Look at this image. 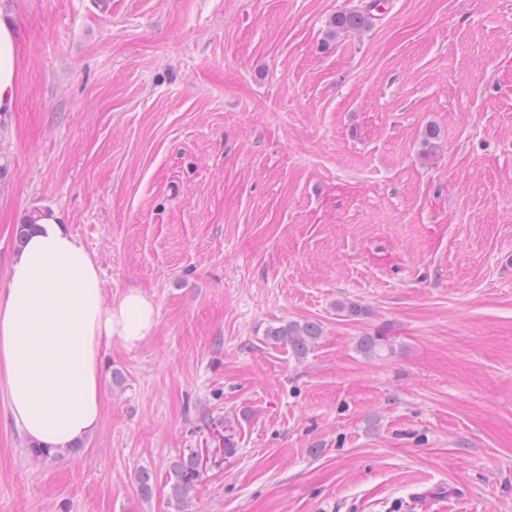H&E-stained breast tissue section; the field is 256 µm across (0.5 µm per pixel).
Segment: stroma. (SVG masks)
I'll return each instance as SVG.
<instances>
[{"mask_svg":"<svg viewBox=\"0 0 512 512\" xmlns=\"http://www.w3.org/2000/svg\"><path fill=\"white\" fill-rule=\"evenodd\" d=\"M366 2L0 0V284L48 210L158 312L79 454L33 459L0 391V512H174L189 451L191 512H512V0L331 34ZM291 320L300 360L265 340ZM18 51L19 40L15 26L0 18V119L5 123L14 110ZM323 334L320 324L313 321H288L266 331V340L272 344H286L297 359H303L318 343ZM201 460L192 451L177 456L171 463L166 475V485L170 486V499L175 502L177 512H187L188 494L200 477Z\"/></svg>","mask_w":512,"mask_h":512,"instance_id":"stroma-1","label":"stroma"}]
</instances>
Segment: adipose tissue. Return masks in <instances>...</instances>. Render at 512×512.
<instances>
[{"mask_svg": "<svg viewBox=\"0 0 512 512\" xmlns=\"http://www.w3.org/2000/svg\"><path fill=\"white\" fill-rule=\"evenodd\" d=\"M19 40L0 19V119L14 110ZM97 262L57 218L29 232L0 287V386L9 418L31 443L64 449L101 421V352L153 329L156 309L130 291L107 302Z\"/></svg>", "mask_w": 512, "mask_h": 512, "instance_id": "obj_1", "label": "adipose tissue"}]
</instances>
